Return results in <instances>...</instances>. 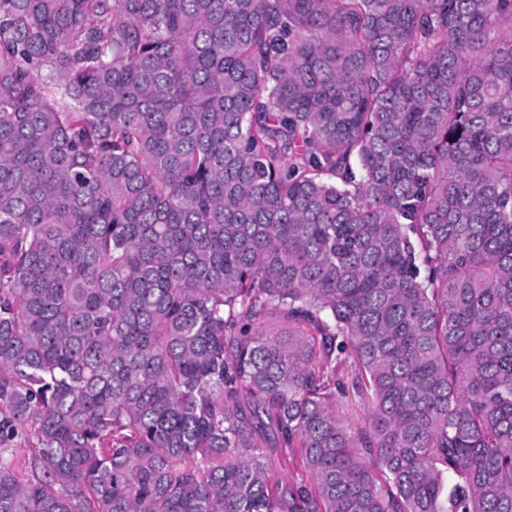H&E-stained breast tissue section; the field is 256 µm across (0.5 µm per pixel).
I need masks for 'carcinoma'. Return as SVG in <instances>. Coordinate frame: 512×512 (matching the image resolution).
I'll list each match as a JSON object with an SVG mask.
<instances>
[{"label":"carcinoma","mask_w":512,"mask_h":512,"mask_svg":"<svg viewBox=\"0 0 512 512\" xmlns=\"http://www.w3.org/2000/svg\"><path fill=\"white\" fill-rule=\"evenodd\" d=\"M0 512H512V0H0Z\"/></svg>","instance_id":"1"}]
</instances>
